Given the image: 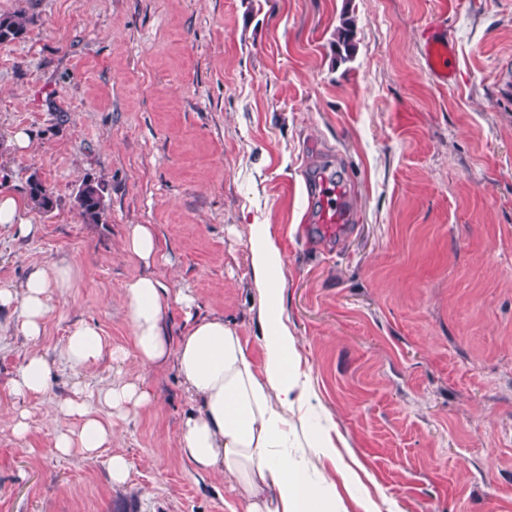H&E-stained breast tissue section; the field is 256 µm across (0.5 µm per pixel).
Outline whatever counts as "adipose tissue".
I'll list each match as a JSON object with an SVG mask.
<instances>
[{
  "instance_id": "1",
  "label": "adipose tissue",
  "mask_w": 512,
  "mask_h": 512,
  "mask_svg": "<svg viewBox=\"0 0 512 512\" xmlns=\"http://www.w3.org/2000/svg\"><path fill=\"white\" fill-rule=\"evenodd\" d=\"M249 241L261 300L262 372H255L237 327L217 316L191 315L192 298L183 293L171 295L149 271L125 288L136 358L141 366L149 367L175 357L196 401L182 420L176 453L197 471L229 477L245 512H341L335 482L312 483L306 465L291 456L292 449L300 447L305 454L332 458L336 444L320 430L302 439L297 436L296 419L308 410L311 391L300 369L296 338L279 312L282 291L275 287L272 274L281 256L270 225H250ZM72 285L70 266L34 270L22 290L0 287V310L19 311L24 336L37 341L50 289L63 293ZM173 302L188 312L187 330L175 343L164 321V311ZM104 350L99 331L82 325L69 333L64 354L70 368L81 371L95 365ZM50 380L48 361L34 352L12 378L9 392L23 400L44 393ZM151 401L149 390L133 383H111L63 399L54 408L56 417H75L80 424L56 434L57 454L97 457L112 442L113 419L125 418ZM103 408L111 414V421L101 419Z\"/></svg>"
}]
</instances>
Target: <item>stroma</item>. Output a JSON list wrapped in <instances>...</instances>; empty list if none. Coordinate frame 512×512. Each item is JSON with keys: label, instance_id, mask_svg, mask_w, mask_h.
<instances>
[{"label": "stroma", "instance_id": "35a3bbf8", "mask_svg": "<svg viewBox=\"0 0 512 512\" xmlns=\"http://www.w3.org/2000/svg\"><path fill=\"white\" fill-rule=\"evenodd\" d=\"M458 80L427 71L440 4ZM24 10L23 40L0 44V193L24 199L38 173L51 213L32 233L0 226V286L67 263L31 345L0 312V512H230L219 473L176 453L193 406L175 363L147 369L133 349L126 284L144 266L128 228L152 225L153 267L194 310L237 326L254 364L260 300L249 227L270 225L281 315L297 340L347 512H512V0H0ZM356 50L336 60L342 15ZM27 148L14 142L17 132ZM350 186L353 222L334 242L309 213L323 165ZM106 183L107 220L83 223L75 192ZM96 327L107 353L67 365L71 329ZM52 369L13 432L9 382L31 350ZM136 382L151 406L115 420L94 460L58 455L74 427L54 407L73 389ZM130 464L112 483L110 454Z\"/></svg>", "mask_w": 512, "mask_h": 512}]
</instances>
